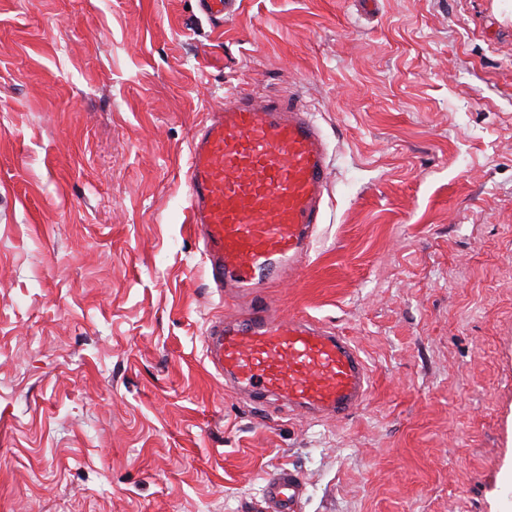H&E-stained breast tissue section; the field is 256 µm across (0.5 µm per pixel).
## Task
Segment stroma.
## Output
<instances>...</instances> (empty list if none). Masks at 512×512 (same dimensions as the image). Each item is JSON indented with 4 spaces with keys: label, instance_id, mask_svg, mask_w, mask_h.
Returning <instances> with one entry per match:
<instances>
[{
    "label": "stroma",
    "instance_id": "stroma-1",
    "mask_svg": "<svg viewBox=\"0 0 512 512\" xmlns=\"http://www.w3.org/2000/svg\"><path fill=\"white\" fill-rule=\"evenodd\" d=\"M0 0V512H512V0ZM296 93L330 201L267 295L370 393L310 420L226 391L190 141ZM197 2L202 12L217 22H224V16L238 10V0H197ZM305 494V483L295 472L286 468L269 474L264 496L256 512H297L293 507Z\"/></svg>",
    "mask_w": 512,
    "mask_h": 512
}]
</instances>
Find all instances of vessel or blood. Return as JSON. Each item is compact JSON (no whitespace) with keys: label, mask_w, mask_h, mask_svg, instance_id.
I'll return each mask as SVG.
<instances>
[{"label":"vessel or blood","mask_w":512,"mask_h":512,"mask_svg":"<svg viewBox=\"0 0 512 512\" xmlns=\"http://www.w3.org/2000/svg\"><path fill=\"white\" fill-rule=\"evenodd\" d=\"M214 21L238 0H197ZM330 155L313 113L294 97L257 102L232 93L194 134L186 172L189 222L225 315L206 357L227 388L256 402L342 422L363 406L370 373L348 337L304 315H276L261 290L298 278L329 198ZM305 494L295 472L269 474L261 512H294Z\"/></svg>","instance_id":"b4317fda"}]
</instances>
